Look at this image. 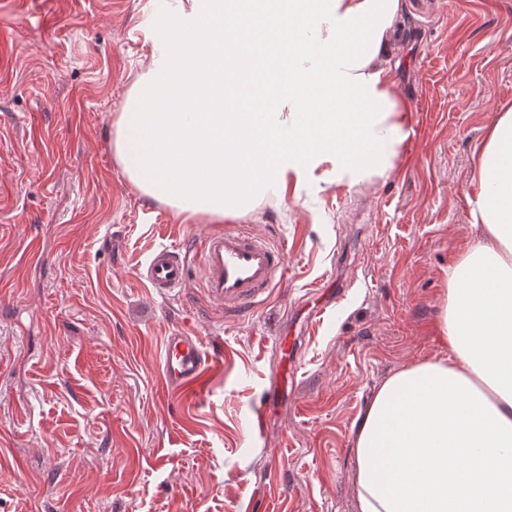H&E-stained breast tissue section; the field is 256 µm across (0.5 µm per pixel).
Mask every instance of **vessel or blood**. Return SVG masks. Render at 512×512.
Returning a JSON list of instances; mask_svg holds the SVG:
<instances>
[{
  "instance_id": "vessel-or-blood-1",
  "label": "vessel or blood",
  "mask_w": 512,
  "mask_h": 512,
  "mask_svg": "<svg viewBox=\"0 0 512 512\" xmlns=\"http://www.w3.org/2000/svg\"><path fill=\"white\" fill-rule=\"evenodd\" d=\"M197 264L203 292L211 306L222 311L254 309L270 300L275 281L285 276L286 248L246 225L228 224L222 232L200 240ZM192 270L179 249L160 246L138 266L137 274L155 295L165 299L185 288ZM218 358V353L208 348L200 336L175 329L163 346V382L178 390L194 385ZM287 385L284 374L270 385L263 406L253 413V426L265 428L268 407L278 401Z\"/></svg>"
}]
</instances>
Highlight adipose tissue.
Wrapping results in <instances>:
<instances>
[{
  "mask_svg": "<svg viewBox=\"0 0 512 512\" xmlns=\"http://www.w3.org/2000/svg\"><path fill=\"white\" fill-rule=\"evenodd\" d=\"M401 0H174L114 123L115 156L185 218L385 176L411 133ZM265 51L269 75L247 58ZM240 104L222 109L223 99ZM478 233L445 272L441 354L387 376L353 425L357 512H512V109L475 157Z\"/></svg>",
  "mask_w": 512,
  "mask_h": 512,
  "instance_id": "adipose-tissue-1",
  "label": "adipose tissue"
}]
</instances>
